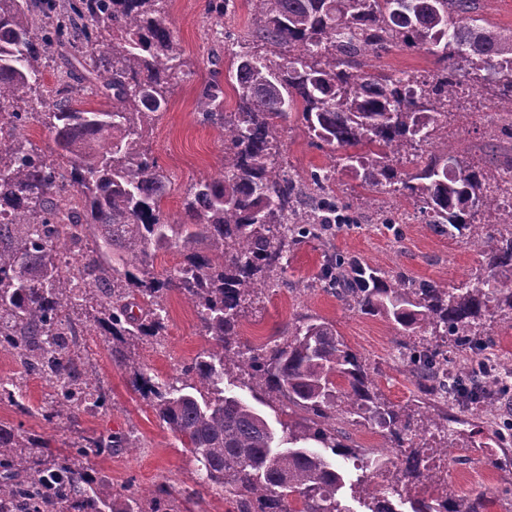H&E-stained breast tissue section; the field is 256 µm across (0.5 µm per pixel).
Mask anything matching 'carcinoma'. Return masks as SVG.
<instances>
[{
    "instance_id": "obj_1",
    "label": "carcinoma",
    "mask_w": 512,
    "mask_h": 512,
    "mask_svg": "<svg viewBox=\"0 0 512 512\" xmlns=\"http://www.w3.org/2000/svg\"><path fill=\"white\" fill-rule=\"evenodd\" d=\"M169 0H0V351L17 355L29 374L53 389L42 411L52 424L105 401L71 349L69 310L96 301V327L112 337V359L135 367L129 349L167 330L165 296L178 291L197 311L215 347L174 382L135 376L136 390L188 451L202 485L224 491L228 512H351L346 493L366 512H484L487 495L410 497L432 468L413 441L448 429V393L458 408L478 410L501 398L486 362L496 345L486 317L512 329V204L490 194L512 180V160L495 170L448 154V117L467 118L465 91L490 89L512 112V31L485 26L478 0H249L255 40L225 33L232 57H208L197 119L224 135L218 174L185 193L181 216L162 207L171 182L144 147L168 109L171 89L187 76L184 50L170 26ZM231 0H207L216 23ZM413 47L437 56L429 75L370 70L367 58ZM54 50L73 52L106 108H87L69 87L40 94L42 68ZM236 95L224 111V82ZM32 104L53 143L39 153L19 136ZM298 116L316 144L340 150L339 165L360 180V208L370 192L403 196L435 232L467 239L484 257L483 273L448 287L393 275L331 245L340 218L333 181L272 162L282 123ZM494 216L490 231L479 217ZM91 231L77 272L60 249ZM323 247L314 286L362 314L397 326L408 374L423 409H396L377 391L366 362L331 323L298 319L283 342L243 345L245 309L280 282L288 254ZM178 249L184 263L166 278L150 271L152 254ZM470 337L468 369L448 376L453 337ZM233 378L260 404L277 400L299 414L275 439L251 403L225 394ZM372 421L382 450L348 483L336 458L356 451L336 438V415ZM288 449H281L282 445ZM50 439L0 422V512H177L176 490L161 484L143 499L92 476L89 455L135 448L131 434L87 437L73 454L49 462L33 450ZM394 468L374 493L368 472Z\"/></svg>"
}]
</instances>
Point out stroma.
I'll list each match as a JSON object with an SVG mask.
<instances>
[{"mask_svg":"<svg viewBox=\"0 0 512 512\" xmlns=\"http://www.w3.org/2000/svg\"><path fill=\"white\" fill-rule=\"evenodd\" d=\"M169 21L186 50L190 80L179 84L170 96V105L145 139V146L171 176V188L162 208L171 217L182 211L186 189L196 180L217 174L224 156L220 129L200 124L195 107L198 90L207 73V61L219 43L216 27L206 13V0H170ZM494 98L484 91L463 99L469 117L448 126V147L466 150L479 164H487L489 151L512 157V132L497 125ZM280 157L285 166L308 174L332 165L330 147H316L303 125L289 119L280 130ZM390 211L396 225L382 224L380 215ZM337 252L364 257L384 270L456 285L474 279L481 271V259L465 242L435 234L419 217L415 206L402 199L376 195L371 209L363 211L355 225H345L333 239ZM323 258L315 245L303 246L290 255L285 277L287 286L263 296L249 307L241 319L240 337L250 345L282 340L297 318L312 315L335 325L347 346L361 355L373 369L372 377L383 398L402 409L417 405V389L399 368L396 358L398 335L391 322L367 316L345 307L336 297L310 284ZM168 316L166 336L138 342L132 356L144 376L175 380L212 342L204 336L193 306L178 292L165 301ZM79 350L86 356V370L100 382L107 401L101 408L83 412L75 420L48 427L41 411L51 401V391L40 378L27 374L11 354L0 352V380L16 384L22 391V406L0 401V421L23 433L51 437L53 451L69 448L82 436L105 431L132 434L137 445L109 455L92 456L85 465L90 473L111 478L114 490L147 497L158 485L167 483L185 493L200 490L202 499L190 504L178 499L180 512H227L223 492L200 488L197 465L173 434L161 424L150 403L133 386L132 373L112 360V344L96 332L85 331ZM496 431L483 414L450 410L448 430H430L417 438L428 449H467L466 458L451 466L437 465L430 482L414 487L426 497L459 498L474 490L485 491L495 500L489 512H502L498 502L502 492L512 488V444L498 446Z\"/></svg>","mask_w":512,"mask_h":512,"instance_id":"35a3bbf8","label":"stroma"}]
</instances>
